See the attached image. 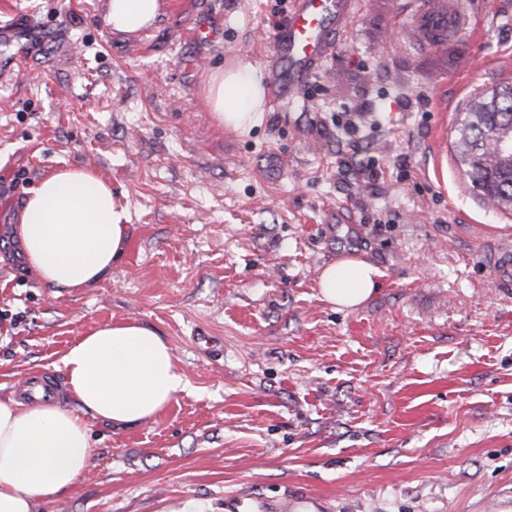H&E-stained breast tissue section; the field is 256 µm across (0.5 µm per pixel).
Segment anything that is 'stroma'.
<instances>
[{"mask_svg": "<svg viewBox=\"0 0 512 512\" xmlns=\"http://www.w3.org/2000/svg\"><path fill=\"white\" fill-rule=\"evenodd\" d=\"M106 2L0 0V395L127 319L188 386L141 426L91 421L88 470L38 512H512V213L453 148L468 100L512 77V0H460L473 29L435 45L410 38L415 0H359L244 132L201 88L240 60L270 76L277 0H168L135 36ZM73 165L133 230L108 279L57 297L6 227ZM346 255L381 277L338 310L318 281Z\"/></svg>", "mask_w": 512, "mask_h": 512, "instance_id": "obj_1", "label": "stroma"}]
</instances>
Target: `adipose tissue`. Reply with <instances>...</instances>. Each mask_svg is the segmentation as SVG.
<instances>
[{"instance_id":"1","label":"adipose tissue","mask_w":512,"mask_h":512,"mask_svg":"<svg viewBox=\"0 0 512 512\" xmlns=\"http://www.w3.org/2000/svg\"><path fill=\"white\" fill-rule=\"evenodd\" d=\"M165 8L164 0H108L106 23L135 34ZM202 93L221 125L249 129L263 118L266 88L249 64L214 69ZM131 230L111 184L87 168L70 167L29 190L11 234L29 272L44 286L69 293L111 275ZM378 276L368 261L345 257L323 269L320 294L333 306L353 308L374 293ZM60 369L74 408L0 397V512H36L40 502L59 499L75 485L93 453L90 420L137 427L156 419L187 387L166 340L134 320L82 336Z\"/></svg>"}]
</instances>
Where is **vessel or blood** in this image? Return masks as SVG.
I'll use <instances>...</instances> for the list:
<instances>
[{
  "mask_svg": "<svg viewBox=\"0 0 512 512\" xmlns=\"http://www.w3.org/2000/svg\"><path fill=\"white\" fill-rule=\"evenodd\" d=\"M357 7V0H294L284 28L274 38L273 101L283 102L298 93L318 63L332 54L338 34ZM468 24L456 0H425L415 10L410 34L429 44L458 34ZM38 390L55 399L61 394L58 381L44 375L26 380L17 393L26 400Z\"/></svg>",
  "mask_w": 512,
  "mask_h": 512,
  "instance_id": "b4317fda",
  "label": "vessel or blood"
}]
</instances>
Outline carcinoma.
<instances>
[{
  "mask_svg": "<svg viewBox=\"0 0 512 512\" xmlns=\"http://www.w3.org/2000/svg\"><path fill=\"white\" fill-rule=\"evenodd\" d=\"M512 81L482 93L461 113L456 150L473 188L491 207L512 212Z\"/></svg>",
  "mask_w": 512,
  "mask_h": 512,
  "instance_id": "carcinoma-1",
  "label": "carcinoma"
}]
</instances>
